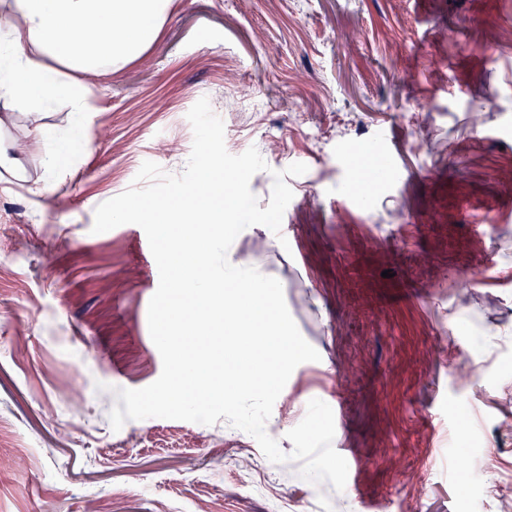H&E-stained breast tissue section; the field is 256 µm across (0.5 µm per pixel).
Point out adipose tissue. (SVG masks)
<instances>
[{
	"instance_id": "1",
	"label": "adipose tissue",
	"mask_w": 512,
	"mask_h": 512,
	"mask_svg": "<svg viewBox=\"0 0 512 512\" xmlns=\"http://www.w3.org/2000/svg\"><path fill=\"white\" fill-rule=\"evenodd\" d=\"M171 0H7L0 15V172L27 180L23 145L41 133L17 124L20 109L65 101L78 119L73 148L92 150L89 79L123 68L156 41ZM88 27L97 39L71 50Z\"/></svg>"
}]
</instances>
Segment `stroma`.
<instances>
[{
	"label": "stroma",
	"instance_id": "35a3bbf8",
	"mask_svg": "<svg viewBox=\"0 0 512 512\" xmlns=\"http://www.w3.org/2000/svg\"><path fill=\"white\" fill-rule=\"evenodd\" d=\"M246 90L252 108L224 109ZM208 98L238 155L274 142L250 188L300 162L283 222L231 257L277 278L300 364L271 419L286 437L317 398L355 489L296 461L238 470L256 440L149 418L113 430L115 389L161 374L148 328L157 265L142 228L93 233L143 162L181 173L190 108ZM106 139L52 193L0 184V512H499L512 484V0H173L157 41L92 80ZM391 155L360 186L348 157ZM81 397L78 412L68 404ZM468 473L452 469L459 454Z\"/></svg>",
	"mask_w": 512,
	"mask_h": 512
}]
</instances>
